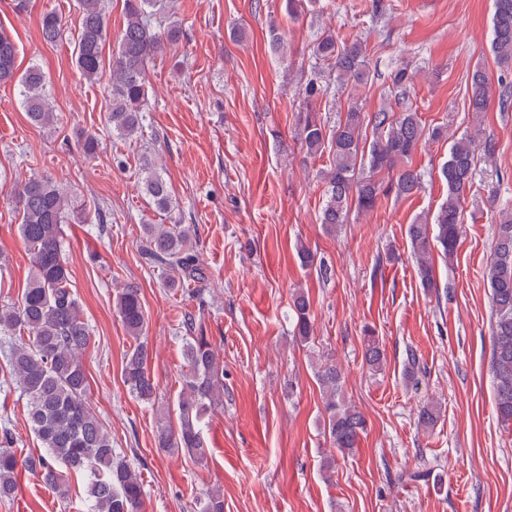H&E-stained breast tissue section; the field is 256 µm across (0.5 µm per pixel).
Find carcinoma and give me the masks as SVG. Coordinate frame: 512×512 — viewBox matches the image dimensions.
Instances as JSON below:
<instances>
[{
	"instance_id": "cac0c4a2",
	"label": "carcinoma",
	"mask_w": 512,
	"mask_h": 512,
	"mask_svg": "<svg viewBox=\"0 0 512 512\" xmlns=\"http://www.w3.org/2000/svg\"><path fill=\"white\" fill-rule=\"evenodd\" d=\"M125 26L117 53L112 57L110 78L111 110L107 123L120 136H132L141 128L147 108L146 76L148 62L165 43L180 39L179 27L164 33L156 31L152 16L166 8L163 0H123ZM80 27L75 44V65L88 81L98 78L103 67V47L108 37L104 0H78ZM493 39L491 50L499 65L512 68V0H493ZM40 32L47 44L57 43L63 33L60 15L43 13ZM313 54L328 63L337 80L355 87L371 81V71L363 42L355 39L337 43L336 36L323 33L313 44ZM17 49L11 37L0 30V84H18L22 104L31 124L47 127L57 115L49 98L48 74L37 64L17 74ZM396 107H382L368 115L358 104L347 107L332 129H327L315 107L328 92L319 70L310 72L301 85L304 108L298 115V137L308 156L328 152L330 168L324 173L325 204L319 216L322 228L333 233L348 222L352 209L370 211L382 196L394 193L398 198L415 195L422 189V175L410 166L422 145V120L410 102L413 75L400 67L390 75ZM469 107L475 113L487 110L492 87L485 70L477 67L469 77ZM372 128L367 140L363 129ZM482 131L473 130L453 140L448 160L440 174L448 197L434 216L419 215L408 226L411 257L416 260L422 287H437L434 278V250L451 259L462 236L460 205L473 188L474 160L482 148ZM397 170L395 179L384 183L381 175ZM143 185L160 210L172 206L167 182L154 161L146 158ZM21 214L19 232L30 255V276L21 302L0 307V334L9 336L25 331L28 340L13 345L8 353L9 374L27 400L30 429L44 453L19 460L11 450L12 435L0 434V497L10 496L16 486L18 466L40 469L60 495L67 489L57 468L63 467L88 478V512H141L144 485L138 471L112 448L104 426L90 406L89 382L83 365V353L89 343V328L80 303L70 288L62 225L81 219L78 197L55 181L32 176L14 190ZM497 224L493 261L487 272L492 305V355L495 412L499 423L512 427V210L503 209ZM143 237L151 264L169 272L171 288L187 281L206 280V268L192 244L190 230L182 224H144ZM302 268L315 271L321 279L331 276L328 263L302 246L298 250ZM198 310L187 316L184 328V357L187 373L184 386L174 404L178 427L162 428L158 435L161 448H181L195 461L211 454L203 437L206 414L222 403L224 363L201 325L207 306L198 296ZM296 339L307 343L312 335L310 303L302 292L292 295ZM116 314L136 347L126 355L122 377L128 391L137 399L156 398L154 379L147 369L148 343L146 316L140 290L124 285L116 295ZM362 360L378 372L386 364L385 349L375 333L364 330ZM325 400V428L333 446L341 454L353 452L366 428L364 415L343 396L344 375L334 364L319 367L316 373ZM439 409L427 402L418 411V424L434 426ZM199 512H224V496L210 492L199 502Z\"/></svg>"
}]
</instances>
